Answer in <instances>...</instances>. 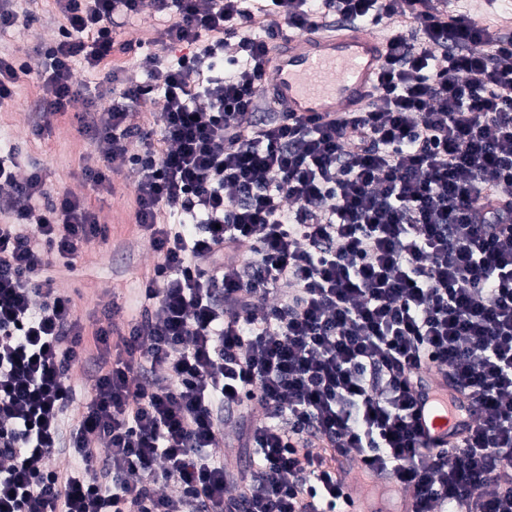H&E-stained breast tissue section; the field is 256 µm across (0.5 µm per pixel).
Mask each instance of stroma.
<instances>
[{"label":"stroma","mask_w":512,"mask_h":512,"mask_svg":"<svg viewBox=\"0 0 512 512\" xmlns=\"http://www.w3.org/2000/svg\"><path fill=\"white\" fill-rule=\"evenodd\" d=\"M168 21L163 14L128 18L117 39L131 42L132 47L124 53L113 52L106 67H123L138 81H146V74L137 71L136 62L140 56L156 51L155 39ZM65 24L49 0H41L28 26L0 34V54L29 67L14 98L0 105V149L10 151L19 174L42 169L52 192H69L86 199L107 229L106 238L91 244L74 269L59 265L50 270L59 295L75 303L84 341L90 346L111 303L122 304L113 322L117 332L126 331L141 281L156 258L134 222L135 174L131 166L120 164L112 193L97 192L85 174L87 168L96 166V156L92 146L77 135L74 113L59 116L45 135L34 133L44 51L60 39Z\"/></svg>","instance_id":"obj_1"}]
</instances>
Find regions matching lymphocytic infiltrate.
Listing matches in <instances>:
<instances>
[{"label": "lymphocytic infiltrate", "mask_w": 512, "mask_h": 512, "mask_svg": "<svg viewBox=\"0 0 512 512\" xmlns=\"http://www.w3.org/2000/svg\"><path fill=\"white\" fill-rule=\"evenodd\" d=\"M52 8L68 27L38 128L78 110L97 191L130 163L157 261L62 432L86 350L49 270L105 229L0 158V512H335V451L390 474L413 512H512V32L433 0ZM160 12V50L137 62L151 84L114 68L111 106L84 98L75 62L99 70L119 18ZM330 15L386 29L376 96L329 120L282 111L261 94L267 45ZM155 103L157 130L138 121ZM441 372L475 415L453 448L414 426L418 379ZM229 426L251 469L217 453ZM64 450L79 468L50 469ZM69 382L73 388L74 403L63 416L64 427L67 431L80 418L78 409L81 408L85 397L86 366L84 364H76L72 367L69 373Z\"/></svg>", "instance_id": "obj_1"}]
</instances>
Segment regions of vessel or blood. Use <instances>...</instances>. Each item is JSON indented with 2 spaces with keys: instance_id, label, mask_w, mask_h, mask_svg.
Wrapping results in <instances>:
<instances>
[{
  "instance_id": "obj_1",
  "label": "vessel or blood",
  "mask_w": 512,
  "mask_h": 512,
  "mask_svg": "<svg viewBox=\"0 0 512 512\" xmlns=\"http://www.w3.org/2000/svg\"><path fill=\"white\" fill-rule=\"evenodd\" d=\"M386 42L374 30L344 24L330 31L291 36L276 44L265 97L290 112L339 115L355 112L370 102L385 59ZM444 377L422 388L417 427L423 441L442 447L459 445L474 416L467 403L449 407L434 394L447 391ZM338 480L346 494L347 512H362L367 498L349 460L338 459Z\"/></svg>"
}]
</instances>
